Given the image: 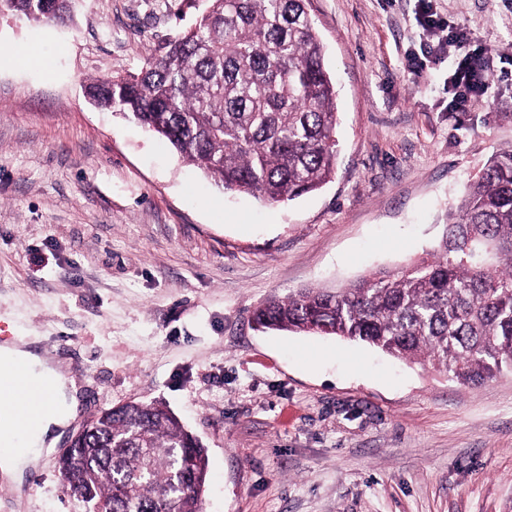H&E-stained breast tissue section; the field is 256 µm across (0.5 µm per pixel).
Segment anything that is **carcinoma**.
Wrapping results in <instances>:
<instances>
[{"label": "carcinoma", "instance_id": "carcinoma-1", "mask_svg": "<svg viewBox=\"0 0 512 512\" xmlns=\"http://www.w3.org/2000/svg\"><path fill=\"white\" fill-rule=\"evenodd\" d=\"M73 4L44 0L26 19L65 23ZM86 88L226 192L280 204L335 172L336 89L306 0H207L137 72ZM252 320L359 341L462 384L512 372V147L465 184L431 258L272 298ZM59 472L80 512H203L208 456L165 406L134 401L90 420Z\"/></svg>", "mask_w": 512, "mask_h": 512}]
</instances>
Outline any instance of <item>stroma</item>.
I'll return each instance as SVG.
<instances>
[{
  "mask_svg": "<svg viewBox=\"0 0 512 512\" xmlns=\"http://www.w3.org/2000/svg\"><path fill=\"white\" fill-rule=\"evenodd\" d=\"M489 57L448 109L456 51L417 0H307L341 123L333 179L271 205L217 188L164 140L89 103L191 21L188 0H75L0 16V320L79 388L70 430L159 401L208 450L203 512H512V373L467 386L254 309L433 253L464 185L512 145V0H432ZM436 55L419 70L405 57ZM58 455L0 480V512H77ZM46 2V5L35 3L29 14H24L26 19L36 24L55 25L65 23L73 18L74 0H35ZM49 9H53L50 12Z\"/></svg>",
  "mask_w": 512,
  "mask_h": 512,
  "instance_id": "stroma-1",
  "label": "stroma"
}]
</instances>
